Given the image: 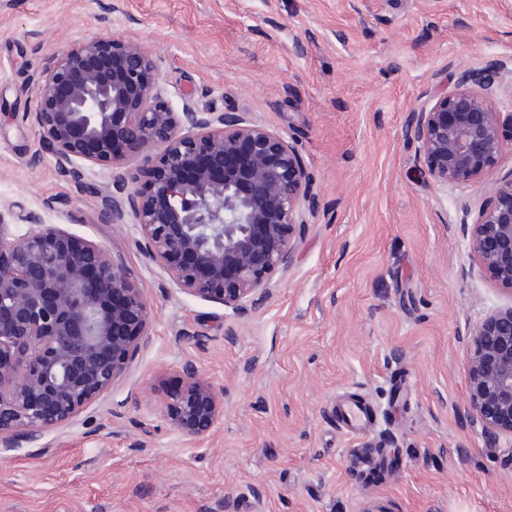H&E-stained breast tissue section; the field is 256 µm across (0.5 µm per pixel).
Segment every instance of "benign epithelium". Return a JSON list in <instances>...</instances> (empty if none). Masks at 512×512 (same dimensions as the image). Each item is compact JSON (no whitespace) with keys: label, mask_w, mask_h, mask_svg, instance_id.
<instances>
[{"label":"benign epithelium","mask_w":512,"mask_h":512,"mask_svg":"<svg viewBox=\"0 0 512 512\" xmlns=\"http://www.w3.org/2000/svg\"><path fill=\"white\" fill-rule=\"evenodd\" d=\"M500 70L459 68L453 89L411 113L403 136L439 187L485 184V204L464 232L480 269L512 292V171L495 173L512 139V112L496 101L512 97V82ZM158 83L138 42L93 38L49 69L33 123L60 174L112 165L101 216L132 220L138 248L179 290L245 317L270 296L297 232L315 217L311 176L298 146L250 113L188 101L176 112L159 101ZM32 221L16 235L0 209V448L70 423L112 390L149 336L144 286L121 257ZM181 372L163 413L196 439L223 416V393L200 381L192 361ZM468 402L491 439H512V305L472 332Z\"/></svg>","instance_id":"7a95c632"}]
</instances>
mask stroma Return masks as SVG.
Wrapping results in <instances>:
<instances>
[{
  "label": "stroma",
  "instance_id": "35a3bbf8",
  "mask_svg": "<svg viewBox=\"0 0 512 512\" xmlns=\"http://www.w3.org/2000/svg\"><path fill=\"white\" fill-rule=\"evenodd\" d=\"M151 54L162 101L249 112L296 142L317 212L242 318L177 289L130 224L100 215L110 164L60 176L29 117L47 69L91 38ZM512 71V0H0V207L39 214L134 269L149 337L70 424L0 452V512H512V443L467 412L470 335L512 304L473 259L475 185L440 189L402 137L461 66ZM193 361L224 416L189 439L162 415ZM359 394L384 416L336 422ZM140 448H133V441ZM395 458L363 471L358 447ZM374 408L358 400H348L338 408L337 422L353 438H360L376 425Z\"/></svg>",
  "mask_w": 512,
  "mask_h": 512
}]
</instances>
